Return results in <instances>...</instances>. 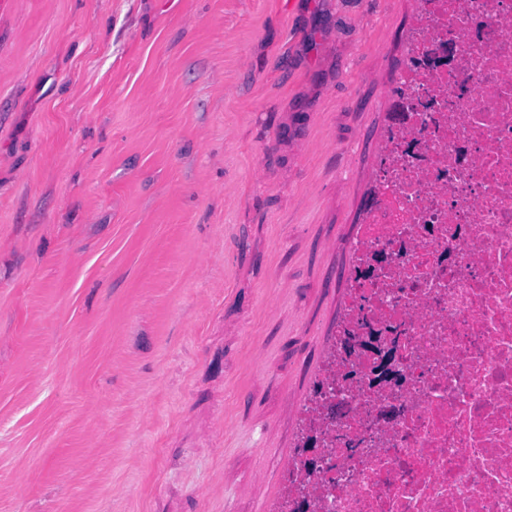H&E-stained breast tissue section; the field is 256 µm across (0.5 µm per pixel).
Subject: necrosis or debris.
Segmentation results:
<instances>
[{
  "mask_svg": "<svg viewBox=\"0 0 512 512\" xmlns=\"http://www.w3.org/2000/svg\"><path fill=\"white\" fill-rule=\"evenodd\" d=\"M412 30L346 313L399 381L328 360L305 421L334 466L288 479L313 512H512V0H416Z\"/></svg>",
  "mask_w": 512,
  "mask_h": 512,
  "instance_id": "necrosis-or-debris-1",
  "label": "necrosis or debris"
}]
</instances>
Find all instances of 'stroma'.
<instances>
[{
	"label": "stroma",
	"mask_w": 512,
	"mask_h": 512,
	"mask_svg": "<svg viewBox=\"0 0 512 512\" xmlns=\"http://www.w3.org/2000/svg\"><path fill=\"white\" fill-rule=\"evenodd\" d=\"M415 0H0V512H274Z\"/></svg>",
	"instance_id": "obj_1"
}]
</instances>
